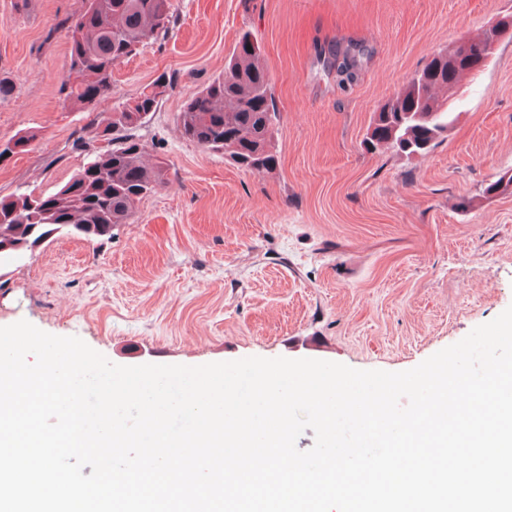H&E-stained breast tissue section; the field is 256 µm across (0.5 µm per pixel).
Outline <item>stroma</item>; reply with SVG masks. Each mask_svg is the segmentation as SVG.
<instances>
[{"mask_svg":"<svg viewBox=\"0 0 512 512\" xmlns=\"http://www.w3.org/2000/svg\"><path fill=\"white\" fill-rule=\"evenodd\" d=\"M167 38L112 67L108 111L164 72L177 85L138 128L168 188L112 239L55 234L0 259V326L76 336L118 365L311 358L400 372L512 306V42L463 79L455 120L424 156L368 151L376 112L434 54L481 34L512 0H174ZM82 0H0V196L50 193L93 157L87 113L64 102ZM261 46L281 115L276 170L185 140L184 100ZM353 55L345 80L334 55ZM471 200L459 210L461 200Z\"/></svg>","mask_w":512,"mask_h":512,"instance_id":"stroma-1","label":"stroma"}]
</instances>
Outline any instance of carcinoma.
I'll return each mask as SVG.
<instances>
[{
	"label": "carcinoma",
	"instance_id": "1",
	"mask_svg": "<svg viewBox=\"0 0 512 512\" xmlns=\"http://www.w3.org/2000/svg\"><path fill=\"white\" fill-rule=\"evenodd\" d=\"M176 20L173 0H83L67 24L69 65L61 86L65 99L83 106L106 145L58 190L0 197V241L20 253L36 230L65 231L88 242L112 237L134 218L137 204L165 188V168L146 162L149 146L135 136L174 87L173 74H160L134 105L100 115V101L112 95V64L165 38ZM472 69L460 66L448 75L429 62L418 82H407L373 118L365 143L407 158L423 156L450 124L449 101L440 96L448 81L459 84ZM280 122L268 70L257 40L243 33L224 65V73L188 97L178 115L183 137L196 146L257 173L278 165L275 133Z\"/></svg>",
	"mask_w": 512,
	"mask_h": 512
}]
</instances>
